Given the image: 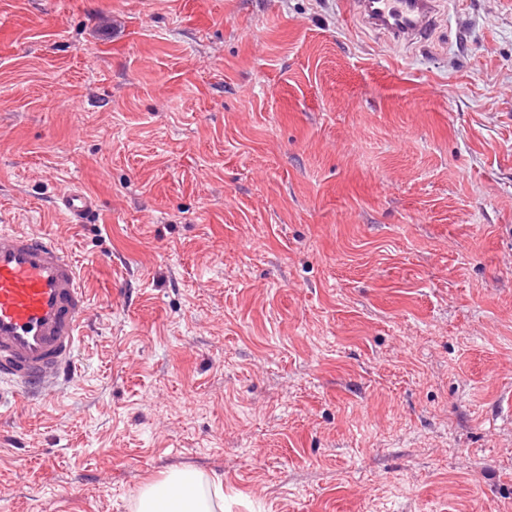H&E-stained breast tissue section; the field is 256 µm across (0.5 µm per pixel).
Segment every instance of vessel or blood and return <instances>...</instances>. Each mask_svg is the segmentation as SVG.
Returning a JSON list of instances; mask_svg holds the SVG:
<instances>
[{"instance_id":"obj_1","label":"vessel or blood","mask_w":512,"mask_h":512,"mask_svg":"<svg viewBox=\"0 0 512 512\" xmlns=\"http://www.w3.org/2000/svg\"><path fill=\"white\" fill-rule=\"evenodd\" d=\"M368 23L406 41L426 34L435 0H357ZM58 206L75 221L98 209L77 186L63 188ZM88 306L77 267L54 237L0 225V385L55 391L77 359Z\"/></svg>"}]
</instances>
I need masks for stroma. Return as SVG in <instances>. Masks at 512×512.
I'll list each match as a JSON object with an SVG mask.
<instances>
[{
	"instance_id": "35a3bbf8",
	"label": "stroma",
	"mask_w": 512,
	"mask_h": 512,
	"mask_svg": "<svg viewBox=\"0 0 512 512\" xmlns=\"http://www.w3.org/2000/svg\"><path fill=\"white\" fill-rule=\"evenodd\" d=\"M0 215L88 295L0 512H512V0H0ZM437 1L358 0L357 11L368 23L406 41L426 34L431 26ZM57 204L78 223L98 210V198L77 186L63 188L58 194ZM224 511L223 483L220 477L204 479L193 469L168 473L162 479L145 485L136 500L135 512H215Z\"/></svg>"
}]
</instances>
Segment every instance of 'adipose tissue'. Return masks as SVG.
<instances>
[{"label":"adipose tissue","instance_id":"adipose-tissue-1","mask_svg":"<svg viewBox=\"0 0 512 512\" xmlns=\"http://www.w3.org/2000/svg\"><path fill=\"white\" fill-rule=\"evenodd\" d=\"M223 497L221 478L209 480L192 469L175 470L141 489L135 512H215Z\"/></svg>","mask_w":512,"mask_h":512}]
</instances>
